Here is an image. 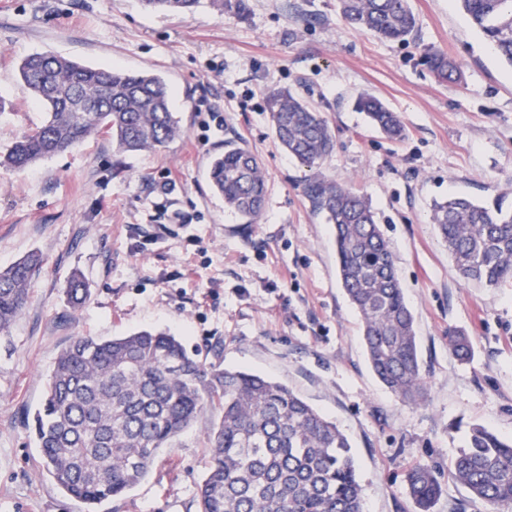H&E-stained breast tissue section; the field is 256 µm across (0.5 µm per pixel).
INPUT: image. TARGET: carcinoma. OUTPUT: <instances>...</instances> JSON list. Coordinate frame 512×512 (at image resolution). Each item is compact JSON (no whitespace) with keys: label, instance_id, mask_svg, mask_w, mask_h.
<instances>
[{"label":"carcinoma","instance_id":"cac0c4a2","mask_svg":"<svg viewBox=\"0 0 512 512\" xmlns=\"http://www.w3.org/2000/svg\"><path fill=\"white\" fill-rule=\"evenodd\" d=\"M200 0H142L149 12L189 14ZM471 25L512 67V0H457ZM218 11L245 17L247 0H210ZM344 21L389 41L416 29L410 0H341ZM441 82H458L460 66L442 52L424 51ZM19 72L47 112L32 131L0 154V167L24 170L101 132L122 152H155L183 135L170 111V89L151 72L93 68L51 54L26 57ZM356 109L390 140L405 136L398 113L361 93ZM266 111L280 146L310 174L303 193L332 225L338 277L362 322L368 362L395 395L416 400L425 389L414 314L405 300L395 256L376 221L372 202L353 183L321 171L335 134L326 117L291 89L272 90ZM209 182L224 207L253 224L261 215L267 180L260 159L229 143L210 163ZM431 221L448 246L454 269L467 282L498 288L512 280V202L485 205L463 196L433 204ZM32 252L0 268V330L21 314L28 285L40 270ZM73 310L91 288L81 274L64 289ZM465 359L471 342L449 337ZM46 397L33 417L41 473L67 496L96 505L131 490L158 453L206 410L208 464L196 488L197 512H364L363 487L348 436L288 386L239 369L208 366L181 340L142 329L123 336H78L46 375ZM452 477L495 512L512 506V438L481 425L469 429L453 460ZM416 512H430L441 491L431 467L407 469Z\"/></svg>","mask_w":512,"mask_h":512}]
</instances>
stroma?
<instances>
[{
  "label": "stroma",
  "instance_id": "35a3bbf8",
  "mask_svg": "<svg viewBox=\"0 0 512 512\" xmlns=\"http://www.w3.org/2000/svg\"><path fill=\"white\" fill-rule=\"evenodd\" d=\"M246 17L149 13L139 0H0V150L35 127L41 106L18 66L32 53L161 75L184 129L158 152L119 153L99 135L36 166L0 168V266L37 252L43 265L20 317L0 330V512H195L207 462L203 423L162 449L145 479L87 510L39 472L29 429L45 375L77 336L167 331L206 364L288 385L349 436L365 512H415L406 469L434 468L432 512H489L448 468L471 425L512 436V282L478 288L456 274L430 222L434 201L493 202L512 189V68L454 0H411L414 35L392 42L347 25L339 0H248ZM461 63L439 82L425 48ZM289 88L336 136L322 170L354 181L395 255L427 389L409 403L373 374L361 320L337 275L331 226L302 191L307 175L278 144L265 110ZM399 113L386 139L354 108L360 93ZM257 154L265 210L247 224L209 185L227 143ZM172 190L160 194L162 181ZM88 280L80 311L63 290ZM471 341L467 360L448 344Z\"/></svg>",
  "mask_w": 512,
  "mask_h": 512
}]
</instances>
